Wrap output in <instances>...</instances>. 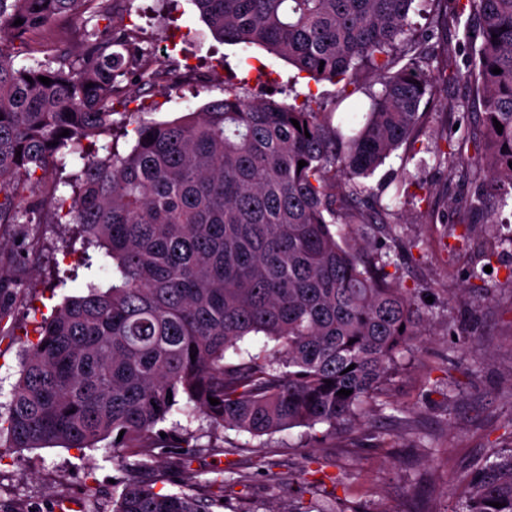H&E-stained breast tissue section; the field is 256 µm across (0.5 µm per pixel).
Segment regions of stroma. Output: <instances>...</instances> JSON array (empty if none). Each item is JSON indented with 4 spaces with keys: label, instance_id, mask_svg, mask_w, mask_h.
Wrapping results in <instances>:
<instances>
[{
    "label": "stroma",
    "instance_id": "1",
    "mask_svg": "<svg viewBox=\"0 0 512 512\" xmlns=\"http://www.w3.org/2000/svg\"><path fill=\"white\" fill-rule=\"evenodd\" d=\"M114 24L137 26L154 66L193 73L159 96L145 120L173 121L223 98L225 84L246 98L291 102L309 97L331 108L336 88L299 75L264 48L242 49L219 41L192 0H118ZM438 88L428 114L425 148L403 161L393 153L370 186L407 166L424 183L422 197L400 202L399 247L391 258L403 287L428 288L425 330L400 364L386 395L365 410V423L327 433L325 426L296 427L254 437L234 430L210 432L192 421L202 450L191 464L198 481L213 470L247 475V484L225 483L224 512H297L314 505L325 512H456L469 481L485 462L512 448V294L502 288L512 267L505 246L478 291H466L484 225L473 227L464 205L471 186L436 166L431 146L448 134L447 106L474 103L464 78L446 80L431 65ZM61 224H0V403L8 404L20 377L23 350L35 340V311L50 312L77 283L52 288L53 269L72 268ZM415 249H407V242ZM225 453H211V444ZM107 442L97 448L0 447V512H106L114 479L128 477Z\"/></svg>",
    "mask_w": 512,
    "mask_h": 512
}]
</instances>
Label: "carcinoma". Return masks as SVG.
<instances>
[{"instance_id":"cac0c4a2","label":"carcinoma","mask_w":512,"mask_h":512,"mask_svg":"<svg viewBox=\"0 0 512 512\" xmlns=\"http://www.w3.org/2000/svg\"><path fill=\"white\" fill-rule=\"evenodd\" d=\"M193 3L220 39L262 46L337 85L333 108L246 100L227 85L224 98L180 120L120 124L112 116L130 103L124 82L181 76L153 67L134 33L112 25V0H0V224H67L87 270L86 292L36 327L0 413L11 448H94L110 438L150 473L174 410L252 436L360 422L422 335L417 289L394 282L387 253L336 230L370 224L396 241L390 202L409 195L414 176L403 167L375 193L365 180L401 146L418 153L420 107L437 94L413 12L430 7L447 24L467 16V76L482 107L471 139L485 153L465 163L449 140L435 163L471 183L466 208L478 222L500 224L512 210V0ZM86 13L104 28L71 29ZM47 36L77 37L82 48L18 62ZM363 72L380 90L349 104L357 119L335 118ZM102 136L111 141L98 148ZM67 152L84 164L64 181L65 197L46 175L66 167ZM109 261L103 291L95 269ZM251 336L264 346L242 358L239 343ZM342 388L352 394L337 395ZM179 430L188 466L200 448L189 427ZM213 474L208 495L196 493L191 473L177 491L157 487L159 474L116 483L111 512H215L227 478ZM459 512H512V450L475 472Z\"/></svg>"}]
</instances>
